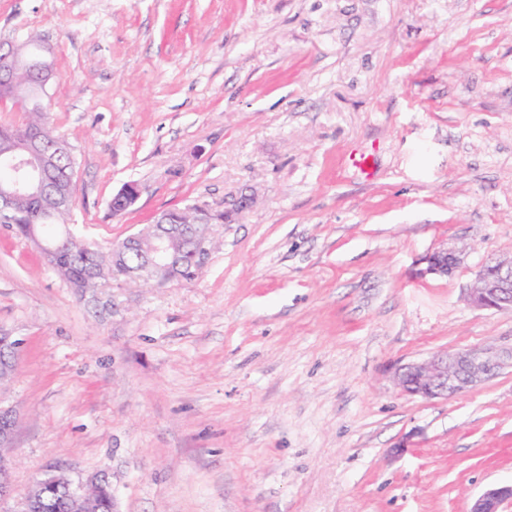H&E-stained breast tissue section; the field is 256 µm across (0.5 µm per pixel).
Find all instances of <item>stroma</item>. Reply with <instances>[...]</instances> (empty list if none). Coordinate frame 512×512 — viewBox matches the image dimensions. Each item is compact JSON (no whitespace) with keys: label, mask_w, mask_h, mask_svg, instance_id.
<instances>
[{"label":"stroma","mask_w":512,"mask_h":512,"mask_svg":"<svg viewBox=\"0 0 512 512\" xmlns=\"http://www.w3.org/2000/svg\"><path fill=\"white\" fill-rule=\"evenodd\" d=\"M32 32L78 236L256 202L195 280L91 302L0 226L15 499L55 472L107 475L114 512H468L512 482V367L447 401L393 380L512 349L466 302L512 249V0H0V39ZM140 187L136 183L124 184L112 195L110 208L113 214H121L131 208L140 197ZM457 257L453 250L448 248L437 250L427 257L426 272L439 276H448L456 265Z\"/></svg>","instance_id":"stroma-1"}]
</instances>
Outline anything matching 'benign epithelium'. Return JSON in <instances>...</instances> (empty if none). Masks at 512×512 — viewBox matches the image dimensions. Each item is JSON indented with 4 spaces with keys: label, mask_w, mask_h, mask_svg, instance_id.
I'll list each match as a JSON object with an SVG mask.
<instances>
[{
    "label": "benign epithelium",
    "mask_w": 512,
    "mask_h": 512,
    "mask_svg": "<svg viewBox=\"0 0 512 512\" xmlns=\"http://www.w3.org/2000/svg\"><path fill=\"white\" fill-rule=\"evenodd\" d=\"M33 75L36 84L44 89L52 79L50 65L43 56L32 57L24 42H0V96L21 99L19 86L14 80L18 68ZM0 155L8 156L20 176L0 185V217H9L23 201L35 202L32 220L46 218V189L55 169L54 156L47 150L45 139L36 128L20 127L12 135L0 140ZM140 187L135 183L123 185L112 195V213L121 214L131 208L140 197ZM196 225L194 234L206 240L211 238L213 213L203 205H195ZM165 216L155 220L154 229H142L129 236L131 241L148 239L151 247L144 260L127 271V276L146 284L176 279L174 269L177 256L182 253L181 241L164 227ZM454 251L437 250L427 257L426 272L446 276L456 265ZM471 305L482 309L512 311V255L486 263L477 273L468 289ZM512 365V350L490 351L462 349L453 353H439L430 358L403 365L396 372L398 387L406 394L424 399H444L460 395L491 379L502 369ZM16 416L10 409L0 408V504L13 497L11 470L13 458L3 449L12 447ZM64 483L72 490L71 512H89L93 499L83 492L84 485L75 484L55 474L38 480L33 490L21 500L15 512H44L46 494L54 485ZM512 502V484L493 486L482 492L473 502L469 512H502L504 503Z\"/></svg>",
    "instance_id": "1"
}]
</instances>
